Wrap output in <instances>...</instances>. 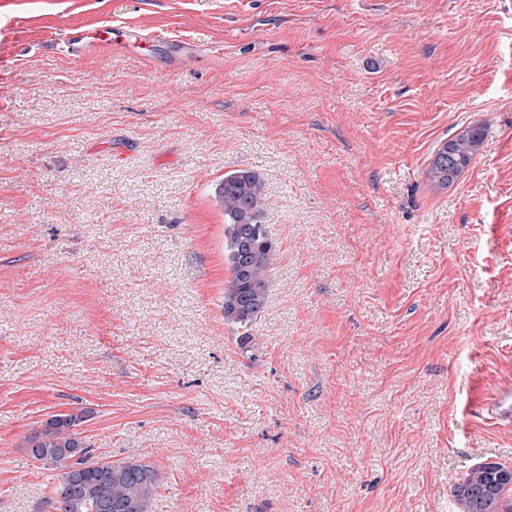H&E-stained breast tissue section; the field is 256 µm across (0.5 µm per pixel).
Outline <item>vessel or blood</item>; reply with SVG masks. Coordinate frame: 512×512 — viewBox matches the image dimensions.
Returning <instances> with one entry per match:
<instances>
[{"mask_svg":"<svg viewBox=\"0 0 512 512\" xmlns=\"http://www.w3.org/2000/svg\"><path fill=\"white\" fill-rule=\"evenodd\" d=\"M157 38L156 32L137 25L128 26L118 34L109 27H67L56 35L55 42L68 57L78 59L115 52L125 53L130 46L147 44ZM482 412L491 422L512 423V385L500 387L494 395L487 398L482 406Z\"/></svg>","mask_w":512,"mask_h":512,"instance_id":"vessel-or-blood-1","label":"vessel or blood"}]
</instances>
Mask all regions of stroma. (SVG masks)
<instances>
[{
  "label": "stroma",
  "mask_w": 512,
  "mask_h": 512,
  "mask_svg": "<svg viewBox=\"0 0 512 512\" xmlns=\"http://www.w3.org/2000/svg\"><path fill=\"white\" fill-rule=\"evenodd\" d=\"M166 32L79 61L68 26ZM484 131L448 187L435 146ZM259 172L279 254L224 320L216 188ZM512 0H0V512L27 436L89 412L153 512H457L512 426ZM485 418L494 423H512V385L500 387L482 406Z\"/></svg>",
  "instance_id": "35a3bbf8"
}]
</instances>
